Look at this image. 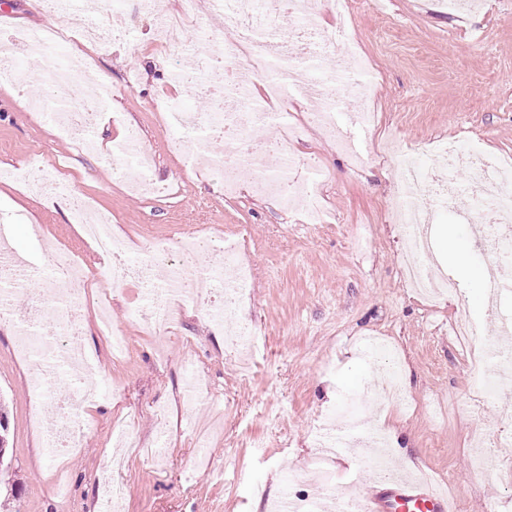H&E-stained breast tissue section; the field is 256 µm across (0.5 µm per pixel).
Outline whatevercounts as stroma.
Segmentation results:
<instances>
[{
  "instance_id": "obj_1",
  "label": "stroma",
  "mask_w": 512,
  "mask_h": 512,
  "mask_svg": "<svg viewBox=\"0 0 512 512\" xmlns=\"http://www.w3.org/2000/svg\"><path fill=\"white\" fill-rule=\"evenodd\" d=\"M216 23L204 16L189 22L192 47L176 57L158 40L153 18H130L121 44L96 58V68L111 76L113 95L98 116L99 150L92 154L76 153L73 141L57 138L43 110L34 107L47 92L39 80L45 58L26 49L16 81L0 83V169H27L35 156L45 166L69 162L72 190L111 215L114 231L135 255L150 241L179 238L193 224L208 225L215 239L243 231L253 280L242 314L260 332L258 364L241 370L225 354L217 324L190 307L177 335H141L131 317L140 290L128 284L112 299V319L128 332L126 358L113 359L99 333L96 304L85 310L84 345L96 355L109 389L97 409L82 412L89 428L80 450L58 464L41 446L56 420L35 414L30 368L18 359L19 337L0 323V408L9 438L0 463V512H100L97 478L114 423L131 420L137 439L154 447L163 433L159 405L172 411L163 433L168 446L154 461L130 455L126 467L113 472V481L128 489L121 512H271L284 487L315 500L321 489L307 474L317 454L315 437L327 429L347 439L345 428L324 419L351 395L360 397L369 425H382L394 464L410 463L412 471L446 484L460 512H486L493 503L512 512V442L491 432L494 472L474 469L469 452L476 425L512 411V382L500 381L482 412H473L468 347L451 333V302L425 303L401 276L402 232L388 221L401 198L400 173L374 151L375 141L392 133L400 148L463 135L486 152L512 157V0H485L470 16L448 15L439 0H379L377 9L357 14L352 35L379 76L368 103L379 124L353 134L354 149L367 158L358 169L320 131L295 144L299 158L333 174L319 187L328 221L315 227L298 223L276 197L251 188L226 197L218 173L206 166L186 169L170 144L161 101L210 108L204 94L172 83L170 72L192 65L204 47L203 28ZM126 124L138 129L153 159L154 182L177 187V194H137L114 177L110 153ZM466 208L461 200L434 211V245L441 272L461 282L483 339L491 340L497 326L489 299L472 279L489 257L462 216ZM0 225L29 263H46L49 242L80 250L90 270L101 267L70 224L65 198L0 181ZM360 235L367 238L361 249L355 246ZM458 251L466 254L467 268L457 265ZM367 336L390 343L402 372V399L376 394L380 366L357 349ZM188 359L198 366L208 397L184 419L181 364ZM201 454L208 466L186 482L187 467ZM59 465L69 488L63 498L48 485ZM329 467L340 495H356L375 474L353 452Z\"/></svg>"
}]
</instances>
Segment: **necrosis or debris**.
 <instances>
[{"label": "necrosis or debris", "mask_w": 512, "mask_h": 512, "mask_svg": "<svg viewBox=\"0 0 512 512\" xmlns=\"http://www.w3.org/2000/svg\"><path fill=\"white\" fill-rule=\"evenodd\" d=\"M333 14L336 23L322 28L320 11ZM207 12L221 18L222 24L204 32L207 45L219 48L224 58L223 74L206 65L205 55H198L189 69L183 70L181 82L189 84L201 77L202 88L217 107L205 113L187 112L174 102H166L164 112L168 124L180 131L175 144L186 147L189 137H203L220 132L223 139L237 143L238 154L216 160L224 174V193L236 195L244 173H253L252 190L259 195L275 194L283 206L300 212L304 223L319 224L323 209L318 185L326 178L320 168L311 175L296 174V159L290 149L300 136L301 127H315L333 139L340 148L348 143L336 123L337 113L355 108L363 128H370L372 114L360 107L375 81L371 60L356 51L349 37V22L354 13L352 0H325L316 6L314 0H177L174 9L160 17L161 37L171 51H179L187 39L185 23ZM291 24L294 43L281 41L278 29ZM235 30L237 37L228 42L225 29ZM68 37L67 29L54 24L21 31L0 40V77L11 78L12 62L22 49L37 47L51 53L56 44ZM263 62L279 65L278 73L269 75L260 97L251 93L252 73L245 63ZM357 86L356 100L340 91L345 81ZM112 95L106 86L90 87L77 105L52 112L50 120L57 137L76 139L80 152L94 151L98 111ZM300 98L306 103L301 123H294L282 103ZM274 125L276 137L259 140L257 130ZM140 134L127 127L123 140L113 149L114 173L128 183L152 187L151 166L140 152ZM276 156L282 164L278 170L266 171L265 158ZM431 171L416 162L414 155L393 150L388 160L399 169L401 184L407 196L393 212L394 223L403 226L407 243L403 250V277L413 288L428 287L429 272L436 265L434 243L430 234L421 230L432 219V205L449 207L459 197L469 200L465 218L473 224L480 238L486 239L497 262L490 268L488 286L496 296L512 293V165L490 159L483 150H460L457 141L436 145ZM466 170V181H458V170ZM36 191H50L71 200L70 214L80 228L86 245L92 246L103 265L97 274L103 287L115 292L128 282L139 284L142 301L133 311L138 325L151 335H165L177 320V312L185 305L199 308L215 321L224 323V349L241 353L255 349L259 332L242 321L239 310L253 278L250 266L240 262V240L227 236L218 245L220 264L189 265L185 256L207 249L206 226H198L192 239L151 242L140 259H131L124 242L112 231L110 216L88 221L83 199L72 197L70 183L60 167H31L13 174ZM235 271L233 279H225L224 269ZM10 278L14 285L0 289V320L13 325L20 336L26 357L37 370L33 389L41 405L54 412L57 427L46 438V451L55 458L76 451L88 425L78 406L93 398L91 384L101 374L94 355L84 352L83 314L85 296L78 284L84 269L75 253L68 248L50 252L47 263L40 267L18 262L0 249V279ZM41 277L54 285L51 292L34 297L22 288L24 280ZM65 369L78 378L72 393L57 395L47 384Z\"/></svg>", "instance_id": "necrosis-or-debris-1"}]
</instances>
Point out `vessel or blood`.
Wrapping results in <instances>:
<instances>
[{"label": "vessel or blood", "instance_id": "vessel-or-blood-1", "mask_svg": "<svg viewBox=\"0 0 512 512\" xmlns=\"http://www.w3.org/2000/svg\"><path fill=\"white\" fill-rule=\"evenodd\" d=\"M364 512H456L447 495L431 485L378 472L360 493Z\"/></svg>", "mask_w": 512, "mask_h": 512}]
</instances>
